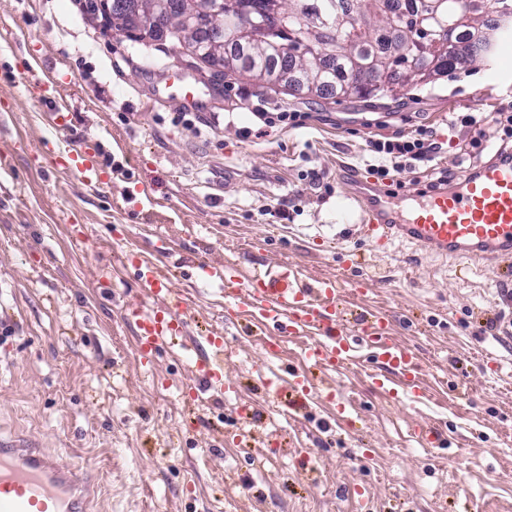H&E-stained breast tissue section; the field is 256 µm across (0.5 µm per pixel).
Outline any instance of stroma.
I'll list each match as a JSON object with an SVG mask.
<instances>
[{"label":"stroma","mask_w":512,"mask_h":512,"mask_svg":"<svg viewBox=\"0 0 512 512\" xmlns=\"http://www.w3.org/2000/svg\"><path fill=\"white\" fill-rule=\"evenodd\" d=\"M195 86L196 105L182 97ZM71 114L55 127L52 107ZM305 112L302 127L261 129L255 109ZM512 112V79L488 64L396 100H336L225 77L204 84L168 38L133 42L93 21L82 0H0V438L94 473L100 512H512V319L496 262L457 260L398 241L370 247L342 178L369 182V140L426 131L431 183L459 164L473 129L452 112ZM94 143L99 178L72 158ZM364 256L366 290L347 316L376 310L419 358L427 400L372 383L355 362L313 373L317 395H266L270 370L304 368L305 339L267 357L265 340L227 321L224 293L198 263L300 265L309 280ZM171 272L187 325L141 359L129 305L154 310L141 262ZM224 339L237 387L196 393L191 352ZM427 422L446 438L410 435Z\"/></svg>","instance_id":"obj_1"}]
</instances>
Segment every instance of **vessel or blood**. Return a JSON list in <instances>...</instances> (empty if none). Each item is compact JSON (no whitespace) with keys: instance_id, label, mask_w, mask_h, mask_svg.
Listing matches in <instances>:
<instances>
[{"instance_id":"obj_1","label":"vessel or blood","mask_w":512,"mask_h":512,"mask_svg":"<svg viewBox=\"0 0 512 512\" xmlns=\"http://www.w3.org/2000/svg\"><path fill=\"white\" fill-rule=\"evenodd\" d=\"M355 197L363 212V232L374 248L402 239L437 254H462L476 263L494 260L512 279V161L490 160L444 188L408 184L391 192L367 187ZM199 270L203 281L230 289L233 312H248L258 331L310 336L305 351L310 365L322 370L353 362L354 345L359 342L373 349L384 367L373 377L378 389L389 394L402 390L416 402L424 398L422 365L391 335L384 315L367 313L357 330L342 329L338 282H311L298 267L281 265L254 272L244 289L234 268L203 264ZM138 278L161 302L159 310L135 313L139 352L148 357L182 326L181 303L163 268L142 264ZM210 344L213 355L198 358L196 371L206 388L232 393L218 359L224 340L215 336ZM283 384L300 395L310 389L304 372L291 374L285 383L276 376L266 381L272 392ZM97 505V487L57 453L31 447L20 437L0 440V512H99Z\"/></svg>"}]
</instances>
